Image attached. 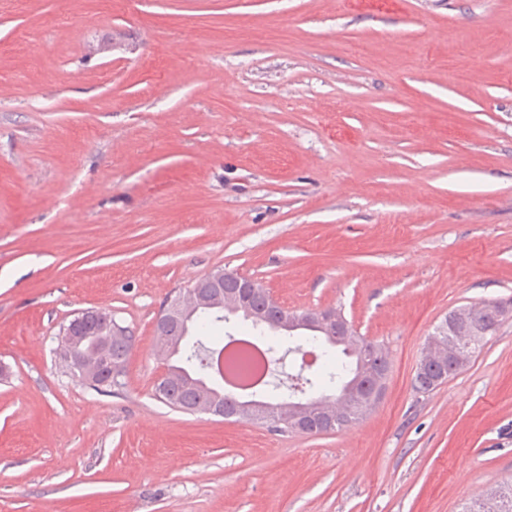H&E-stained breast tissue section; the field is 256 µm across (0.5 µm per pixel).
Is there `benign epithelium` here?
<instances>
[{"mask_svg":"<svg viewBox=\"0 0 512 512\" xmlns=\"http://www.w3.org/2000/svg\"><path fill=\"white\" fill-rule=\"evenodd\" d=\"M234 279L236 287L224 288V281ZM253 286V280L234 272L217 269L197 280L187 291L178 294L166 304L155 325L154 350L160 357H168L174 345L169 336L170 319L187 321L203 310H215L231 315L246 312L243 304L245 289ZM456 312L448 313L442 321L441 332L448 338L431 336L422 349L420 363L438 366L451 365L460 368L467 363L469 348L474 337L471 332L458 328L453 318ZM278 327L286 333H293L302 327L317 330L331 339L345 344L348 349L359 354L362 345L354 342L345 331L341 319L334 312L310 310L304 314L284 311ZM127 328L120 326L112 315L100 309H84L74 315L65 325L58 338V354L71 364L75 376L88 383L107 384L121 375V368L109 363L104 345L112 337L127 336ZM97 336V344L90 346L87 338ZM357 398V389L349 388L346 393L304 403L283 398L276 403L251 402L243 405L240 416L254 421L272 419L279 426L287 425L298 432L322 430L333 425L345 411L350 409Z\"/></svg>","mask_w":512,"mask_h":512,"instance_id":"obj_1","label":"benign epithelium"}]
</instances>
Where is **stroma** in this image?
<instances>
[{
    "label": "stroma",
    "mask_w": 512,
    "mask_h": 512,
    "mask_svg": "<svg viewBox=\"0 0 512 512\" xmlns=\"http://www.w3.org/2000/svg\"><path fill=\"white\" fill-rule=\"evenodd\" d=\"M0 512H461L512 480V316L430 393L459 306L512 309V0H0ZM223 268L382 342L321 435L162 403L154 323ZM135 337L112 393L58 336ZM96 341V345L88 346ZM112 336H117L112 338ZM129 336L126 327L120 326L112 315L100 309H84L74 315L65 325L58 338V354L71 364L75 376L88 383H112L121 375V366L126 371L133 350L134 336ZM112 338L108 347L109 363L104 345Z\"/></svg>",
    "instance_id": "obj_1"
}]
</instances>
